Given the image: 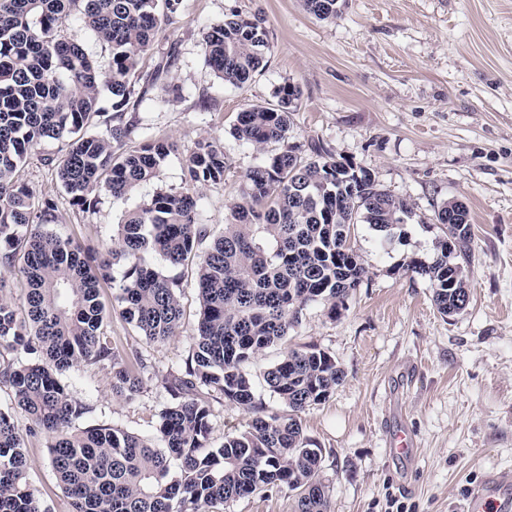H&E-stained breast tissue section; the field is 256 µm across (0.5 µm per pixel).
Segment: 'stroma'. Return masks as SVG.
<instances>
[{"label":"stroma","mask_w":512,"mask_h":512,"mask_svg":"<svg viewBox=\"0 0 512 512\" xmlns=\"http://www.w3.org/2000/svg\"><path fill=\"white\" fill-rule=\"evenodd\" d=\"M234 11L262 16L270 41L266 66L241 88L216 78L202 49L207 30ZM141 71L146 94L124 114L133 126L127 146L166 138L177 154L130 196L100 192L95 210L84 212L45 162L59 142L32 149L17 178L55 199L53 232L84 248L111 244L128 211L155 192L185 190L182 157L203 138L223 145L227 170L222 182L196 187L199 218L221 231L241 200L245 172L261 158L231 135L237 113L275 105L285 83L299 86L292 136L302 156L322 144L370 169L413 211L388 241L357 225L352 245L366 269L360 286L340 316L316 302L291 332L293 343L330 352L344 371L330 398L302 416L305 435L324 450L331 512H463L485 475L512 472V0H343L330 21L310 14L303 0H183ZM452 199L469 210L473 258L468 304L445 317L428 278L407 266L433 262L444 236L435 215ZM145 262L181 275L185 329L154 346L116 314L106 333L147 364L175 367L192 347L195 273L155 254ZM66 382L90 408L79 427L154 434L166 401L157 379L145 380L131 401L113 397L100 364H81ZM399 429L414 436L406 457L387 451L389 433ZM25 444L43 507L71 512L48 438Z\"/></svg>","instance_id":"35a3bbf8"}]
</instances>
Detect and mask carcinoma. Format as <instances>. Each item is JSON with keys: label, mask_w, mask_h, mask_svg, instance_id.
<instances>
[{"label": "carcinoma", "mask_w": 512, "mask_h": 512, "mask_svg": "<svg viewBox=\"0 0 512 512\" xmlns=\"http://www.w3.org/2000/svg\"><path fill=\"white\" fill-rule=\"evenodd\" d=\"M304 6L325 21L336 18L341 4L304 0ZM181 8L182 0H0V266L23 254L28 284L19 307L0 276V388L10 390L26 418L25 432L51 439V466L72 512H224L239 499L283 490L296 497L298 512H331L323 448L304 435L301 415L331 396L343 371L325 350L289 344V331L313 302L328 303L336 317L361 284L365 269L351 245L355 225L391 239L412 210L366 168L322 147L300 156L289 143L300 88L286 83L275 92L276 106L252 105L237 114L232 135L264 157L244 174L232 221L202 256L198 248L209 231L188 192H157L129 212L99 258L47 230L59 221L55 200L16 179L29 151L48 140L66 143L48 162L82 211L102 190L123 199L155 176L177 146L158 139L124 149L133 129L123 114L132 99L142 101L140 63L154 50L162 23ZM74 12L110 47L106 67L80 41L60 37ZM269 52L258 15L233 11L203 38L206 64L237 88L263 70ZM104 92L111 115L99 108ZM99 121L105 131L90 132ZM270 144L281 148L267 155ZM183 169L194 187L223 181V147L199 141ZM435 219L446 226L436 258L407 270L428 277L437 311L451 316L469 300V211L448 200ZM149 251L173 267L196 265L192 352L164 379L169 400L155 436L110 425L80 429L76 422L88 408L65 383L73 368L103 364L112 395L128 400L141 392L144 378L156 375L154 366L114 347L103 329L99 282L110 268L123 265L120 279L112 280L121 315L149 343L165 345L183 326L181 279L149 267L143 259ZM276 345L285 351L264 382L280 407L269 410L256 400L247 367ZM216 403L234 405L249 419L214 448ZM22 432L0 411V512H45L29 481Z\"/></svg>", "instance_id": "1"}]
</instances>
